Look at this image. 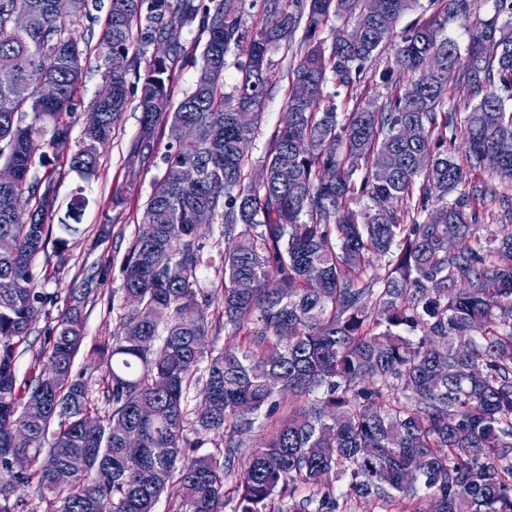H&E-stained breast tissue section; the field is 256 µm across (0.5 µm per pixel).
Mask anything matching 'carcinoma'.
Wrapping results in <instances>:
<instances>
[{
    "instance_id": "obj_1",
    "label": "carcinoma",
    "mask_w": 512,
    "mask_h": 512,
    "mask_svg": "<svg viewBox=\"0 0 512 512\" xmlns=\"http://www.w3.org/2000/svg\"><path fill=\"white\" fill-rule=\"evenodd\" d=\"M241 2L110 0L96 50L112 63V98L92 102L96 116L70 168L84 181L96 174L133 101L142 116L131 158L152 154L160 123L174 151L122 263L123 294L138 303H123L112 339L94 347L105 371L93 400L73 375L92 289H66L28 374L19 376L17 360L45 306L58 301L38 285V257H55V274L65 268L86 206L79 191L55 218L53 160L28 155L25 142L69 139L84 79L75 32L96 22L99 4L0 0V163L16 169L15 181L0 183V239L14 243L0 252V512H21L15 493L32 485L51 495L52 512H155L163 494L173 512H224L238 434L277 413L272 375L308 405L275 422L251 452L232 487L234 512H338L344 497L396 502L420 489L439 512H512V235L477 236L499 216L483 193L460 192L488 156L512 179V108L499 94L512 92V31L478 17V0H434V14L396 42L394 66L417 77L377 106L341 114L327 84L355 87L417 0H263L264 22L252 30ZM17 12L35 25L13 27ZM450 16L479 29L463 47L443 35ZM333 17L353 29L329 42L320 33ZM174 24L196 30L202 47L194 87L170 113L168 84L184 54L167 42ZM134 44L166 49L141 75L129 58ZM281 46L294 62L292 84L311 92L288 96L266 179L255 182L248 150L269 53ZM239 47L247 61L228 92L224 70ZM44 80L56 84L55 99L38 96ZM459 82L478 98L462 118L443 109ZM241 111L253 113L246 127ZM459 136L463 160L453 154ZM182 165L198 169L196 181L176 177ZM283 166L292 171L286 184ZM204 209L230 243L216 289L198 276L202 229H212L198 222ZM450 238L463 246L448 251ZM378 256L385 274L366 276ZM214 325L231 327L239 343L206 349ZM322 387L326 397L314 398ZM85 415L102 428L85 431ZM126 428L139 431L141 447H124ZM223 429L224 444L185 457ZM17 432L27 441L14 443ZM158 441L170 448L165 458L153 453ZM6 448L29 456V468L14 471ZM417 462L420 481L409 485ZM61 467L72 471L65 486L52 482ZM337 474L348 477L347 491L331 483ZM301 486L309 494L298 495Z\"/></svg>"
}]
</instances>
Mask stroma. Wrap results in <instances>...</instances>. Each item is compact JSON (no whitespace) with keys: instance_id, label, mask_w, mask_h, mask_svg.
Masks as SVG:
<instances>
[{"instance_id":"1","label":"stroma","mask_w":512,"mask_h":512,"mask_svg":"<svg viewBox=\"0 0 512 512\" xmlns=\"http://www.w3.org/2000/svg\"><path fill=\"white\" fill-rule=\"evenodd\" d=\"M179 39L188 45L189 52L174 69L169 86L170 103L178 105L197 77L199 51L193 50L195 34L182 29ZM272 80L267 87L259 129L249 152L250 174H257L272 132L283 123L286 113L291 81L288 77L290 58L283 50L272 54ZM409 75L394 71L390 83H383L378 69L366 70L365 77L352 92L339 93L336 104L339 111L348 112L366 103H381L392 85L406 84ZM141 112L129 106L122 115L112 135L110 145L98 160L96 175L89 183H81L70 169L71 148L67 145L48 147L47 152L54 161L58 201L67 203L77 187H84L89 200L83 216V231L69 243L70 261L59 275L43 278L42 288L47 292L65 293L69 285L78 284L85 277H93L98 298L88 308L85 319V341L75 359V371L82 374L90 391H97L103 368L93 352L95 343L107 339L116 328L117 317L111 306L122 301L121 264L140 222L143 207L152 191L156 178L162 176L167 164L170 140L165 128H158L155 149L147 162L128 163L127 155L131 142L140 128ZM122 197V205H114V197ZM111 225L108 238L98 236L100 225Z\"/></svg>"}]
</instances>
